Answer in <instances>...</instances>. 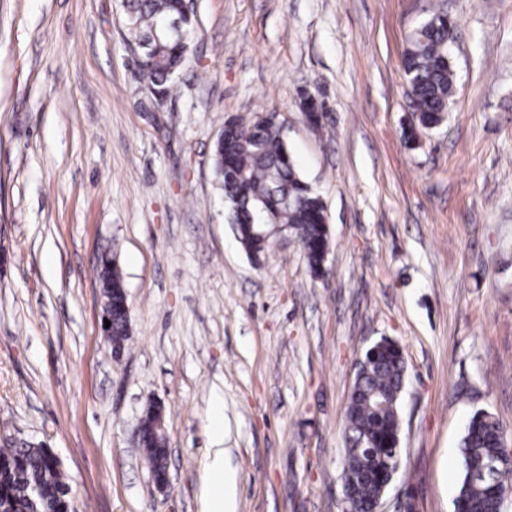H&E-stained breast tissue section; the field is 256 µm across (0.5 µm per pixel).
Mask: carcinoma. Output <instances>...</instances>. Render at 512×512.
Instances as JSON below:
<instances>
[{"label":"carcinoma","mask_w":512,"mask_h":512,"mask_svg":"<svg viewBox=\"0 0 512 512\" xmlns=\"http://www.w3.org/2000/svg\"><path fill=\"white\" fill-rule=\"evenodd\" d=\"M127 30L140 46L142 80L167 98L181 70L194 33L183 0H121ZM454 19L436 14L414 32L403 70L419 125L439 126L454 93L450 62ZM213 168L224 192L228 216L245 252L258 258L277 228L299 241L311 274H324L330 250L329 228L320 195L302 178L283 139L275 114L252 121L231 119L216 143ZM111 316L112 351L120 353L129 334L123 281L108 259L98 274ZM407 367L400 347L382 339L356 363L344 425L343 484L346 499L371 504L384 494L399 467L400 400ZM150 409L140 425L139 446L167 474L166 434ZM461 477L455 512H496L512 495V456L494 414L475 411L460 440ZM0 512H75L58 456L41 443L3 438L0 447Z\"/></svg>","instance_id":"1"}]
</instances>
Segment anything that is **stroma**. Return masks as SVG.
<instances>
[{"mask_svg":"<svg viewBox=\"0 0 512 512\" xmlns=\"http://www.w3.org/2000/svg\"><path fill=\"white\" fill-rule=\"evenodd\" d=\"M193 9L158 107L120 0H0V438L52 448L76 512H205L216 447L236 512H345L355 364L387 337L408 383L379 512H454L471 413H495L512 449V0ZM440 10L456 91L411 144L402 60ZM267 112L325 203V276L287 237L251 259L227 221L214 144ZM105 253L128 298L118 355L100 333ZM153 403L162 491L137 438Z\"/></svg>","mask_w":512,"mask_h":512,"instance_id":"stroma-1","label":"stroma"}]
</instances>
